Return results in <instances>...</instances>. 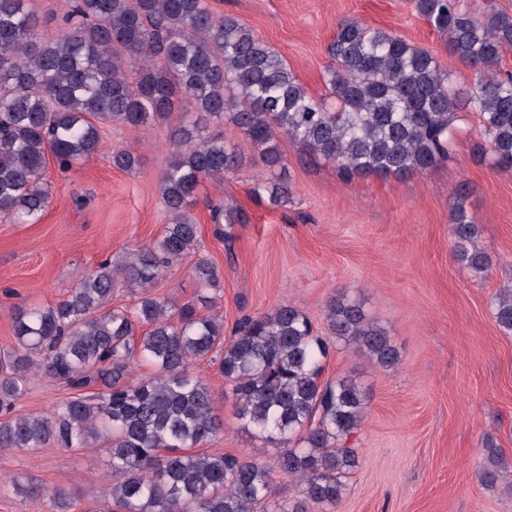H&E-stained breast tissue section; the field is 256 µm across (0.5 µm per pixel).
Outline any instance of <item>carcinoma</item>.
<instances>
[{
  "label": "carcinoma",
  "instance_id": "obj_1",
  "mask_svg": "<svg viewBox=\"0 0 512 512\" xmlns=\"http://www.w3.org/2000/svg\"><path fill=\"white\" fill-rule=\"evenodd\" d=\"M416 11L448 37V49L476 73L461 90L427 49L361 21L341 23L328 46L326 86L334 106L314 99L265 41L239 19L216 15L207 0H71L68 27L51 36L26 0H0V216L38 223L49 203L44 171H68L97 149L100 128L131 130L161 119L173 127V155L162 174L170 215L161 239L106 260L78 279L53 306L13 317L17 348L0 353V448H90L109 454L108 512H312L335 504L343 478L357 466L339 442L362 422L365 394L351 375L322 380L328 344L288 304L248 316L231 340L224 319L194 303L158 298L147 288L194 252L199 224L191 216L198 186L222 180L240 162L218 127L229 122L266 165L280 162L278 136L333 162L347 180L400 178L448 158L457 111L479 116L495 163L512 168V76L496 70L512 46V15L491 8L478 16L458 0H415ZM184 107L173 114L172 97ZM112 165L133 171L131 150ZM288 200V185L270 176L257 196ZM215 234L244 221L234 207L209 205ZM456 260L475 272L490 257L472 247L476 224L458 189L452 215ZM201 286L221 287L201 259ZM142 294L132 308H108L118 280ZM493 316L512 333V289ZM326 320L339 345L388 367L400 355L362 304L332 298ZM219 354L247 429L274 445L270 460L239 459L198 448L217 440L223 422L209 386L192 369ZM144 362L153 373L128 380ZM66 383L74 393L41 414L15 413L32 373ZM300 484L282 499L275 473ZM30 499L49 498L69 512L67 489H46L24 476L9 481Z\"/></svg>",
  "mask_w": 512,
  "mask_h": 512
}]
</instances>
